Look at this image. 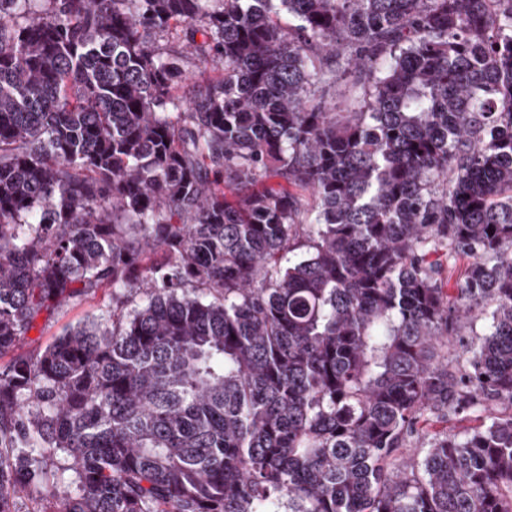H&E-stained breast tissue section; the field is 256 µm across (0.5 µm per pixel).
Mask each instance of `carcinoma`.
Returning a JSON list of instances; mask_svg holds the SVG:
<instances>
[{"label":"carcinoma","mask_w":512,"mask_h":512,"mask_svg":"<svg viewBox=\"0 0 512 512\" xmlns=\"http://www.w3.org/2000/svg\"><path fill=\"white\" fill-rule=\"evenodd\" d=\"M27 501L512 512V0H0V512ZM106 303H109V298L98 294L96 297L63 307L47 321L40 319L37 329L32 330L22 341L21 350H33L39 346H45L61 334L65 327L92 320L101 313ZM489 321L485 317L475 321L463 320L461 327V336H457L454 343V349L460 346H474L479 342V338L486 333Z\"/></svg>","instance_id":"1"}]
</instances>
